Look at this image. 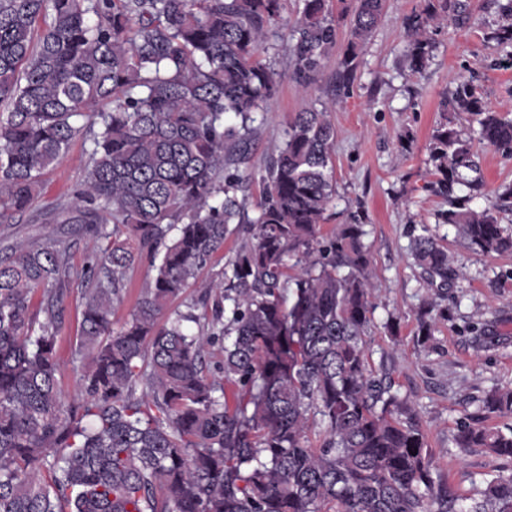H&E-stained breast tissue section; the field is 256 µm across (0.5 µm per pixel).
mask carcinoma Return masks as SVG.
I'll return each mask as SVG.
<instances>
[{"label":"carcinoma","mask_w":512,"mask_h":512,"mask_svg":"<svg viewBox=\"0 0 512 512\" xmlns=\"http://www.w3.org/2000/svg\"><path fill=\"white\" fill-rule=\"evenodd\" d=\"M282 0H0V224L33 213L48 168L90 144L81 188L43 213L69 224L0 254V512H512V475L486 483L464 509L432 477L415 410L369 368L372 322L365 216L321 234L336 198L330 108L297 112L260 177L255 215L240 166L254 122L284 79L316 84L349 36L337 84L356 79L385 0H300L289 26L292 69L260 59ZM430 5L407 22L412 71L432 51ZM477 124L468 138L443 121L429 143L435 192L469 193L439 214L476 252L512 249L471 169L473 142L512 156V120L469 85L442 111ZM231 224L253 243L203 285V313L172 309ZM94 240L79 270L68 235ZM155 274L130 317L112 329L127 270ZM414 257L439 295L457 277L433 237ZM86 285L78 352L81 395L62 400L57 337L72 282ZM40 293L39 309L31 300ZM224 343L210 371L207 349ZM145 392L136 396V387ZM512 389L494 390L454 436L512 461ZM323 438L308 445L311 419Z\"/></svg>","instance_id":"obj_1"}]
</instances>
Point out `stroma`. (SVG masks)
<instances>
[{
	"mask_svg": "<svg viewBox=\"0 0 512 512\" xmlns=\"http://www.w3.org/2000/svg\"><path fill=\"white\" fill-rule=\"evenodd\" d=\"M460 2L461 9L449 12L447 23L432 29L433 57L415 73L406 60V20L423 0H387L347 92L336 85V66L348 37L347 26H340L336 48L325 59L317 84L305 90L284 81L266 104L256 122L253 155L242 171L251 177L250 200H257L258 180L294 113L334 104L330 119L336 127V200L322 233L330 235L351 210L362 207L375 304L367 338L370 364L387 374L417 410L434 479L446 481L456 494L474 496L488 480L512 474L484 449L462 451L453 443L460 425L470 421L489 391L512 388V252L473 253L454 225L438 222V213L451 209L452 203L429 188L434 176L428 145L440 120L441 102L463 83L512 118V44L494 37L505 0ZM86 160L84 144L74 141L45 173L41 206L71 197L83 179ZM475 161L484 190L473 207L490 209L500 224L512 229V202L503 196L512 187V158L484 146ZM425 231L445 239L459 271L432 310L427 303L433 292L412 257L413 239ZM153 274L146 257L127 272L123 298L112 311L113 329L128 319ZM83 289L81 282L73 283L57 342L58 386L67 401L81 392L76 338ZM426 310L436 326L427 339L418 334V320Z\"/></svg>",
	"mask_w": 512,
	"mask_h": 512,
	"instance_id": "35a3bbf8",
	"label": "stroma"
}]
</instances>
